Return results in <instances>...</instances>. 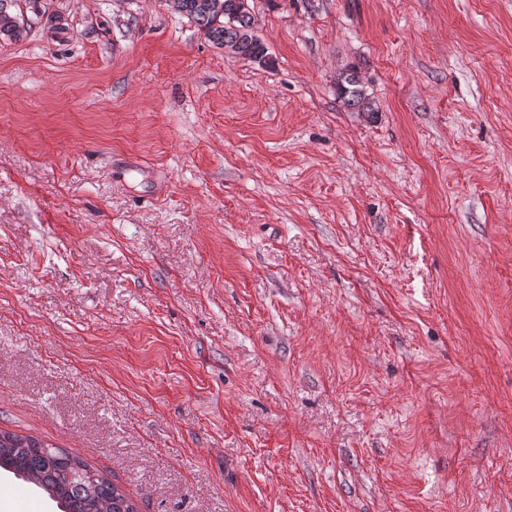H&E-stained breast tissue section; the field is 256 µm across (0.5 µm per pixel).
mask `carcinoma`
Segmentation results:
<instances>
[{"mask_svg": "<svg viewBox=\"0 0 512 512\" xmlns=\"http://www.w3.org/2000/svg\"><path fill=\"white\" fill-rule=\"evenodd\" d=\"M37 0H0V40L12 41L26 28L24 6ZM171 8L194 23L224 53L262 64L268 46L257 35L258 19L249 0H168ZM336 92L343 104L372 116L376 103L366 93L357 70L339 74ZM0 470L43 490L60 512H139L110 477L85 460L33 436L0 430Z\"/></svg>", "mask_w": 512, "mask_h": 512, "instance_id": "cac0c4a2", "label": "carcinoma"}]
</instances>
